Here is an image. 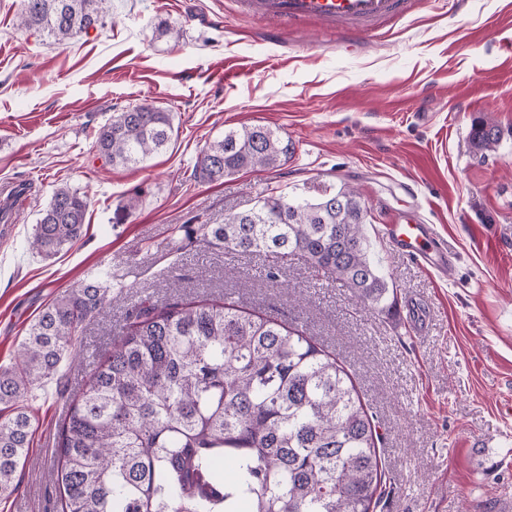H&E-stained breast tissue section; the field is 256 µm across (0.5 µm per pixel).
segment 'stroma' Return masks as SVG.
<instances>
[{
  "label": "stroma",
  "instance_id": "35a3bbf8",
  "mask_svg": "<svg viewBox=\"0 0 512 512\" xmlns=\"http://www.w3.org/2000/svg\"><path fill=\"white\" fill-rule=\"evenodd\" d=\"M19 10L0 0V188L27 189L0 231V367L13 366L38 313L91 272L110 270L121 297L86 325L83 364H62L25 395L29 460L0 512H56L53 452L69 397L130 307L166 302L175 278L184 298L277 315L335 350L380 425L384 512H512V0L459 11L416 0L362 42L312 21L268 41L267 23L237 0H112L114 23L59 47L18 29ZM145 99L174 116L168 149L103 166L96 128ZM477 120L502 131L482 157L468 142ZM250 125L277 129L293 155L221 184L195 175L206 144ZM63 184L86 195L87 229L44 259L29 241ZM342 184L370 209L386 311L357 304L300 256L183 242L184 225L222 223L270 193ZM405 219L433 226L445 271L393 247L385 227Z\"/></svg>",
  "mask_w": 512,
  "mask_h": 512
}]
</instances>
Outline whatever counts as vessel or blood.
<instances>
[{
    "instance_id": "obj_1",
    "label": "vessel or blood",
    "mask_w": 512,
    "mask_h": 512,
    "mask_svg": "<svg viewBox=\"0 0 512 512\" xmlns=\"http://www.w3.org/2000/svg\"><path fill=\"white\" fill-rule=\"evenodd\" d=\"M413 5L414 0H241L246 13L275 22L282 29L296 21L310 20L345 23L360 35L371 23L402 15ZM387 234L395 248L420 260L425 267H447L448 254L428 225L391 224Z\"/></svg>"
}]
</instances>
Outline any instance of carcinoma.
<instances>
[{
    "instance_id": "1",
    "label": "carcinoma",
    "mask_w": 512,
    "mask_h": 512,
    "mask_svg": "<svg viewBox=\"0 0 512 512\" xmlns=\"http://www.w3.org/2000/svg\"><path fill=\"white\" fill-rule=\"evenodd\" d=\"M111 0H22L20 25L65 46L105 24ZM173 115L144 101L94 135L109 166L164 150ZM500 128L477 121L470 147L496 149ZM293 147L264 125L224 131L195 174L223 183L281 165ZM87 198L63 185L40 212L29 247L43 258L84 232ZM369 211L342 185L314 197L279 193L198 232L230 255H300L363 304L389 288L365 233ZM111 275L67 289L28 325L18 363L0 367V501L29 456L32 419L19 399L83 358L79 329L112 301ZM381 436L344 364L273 315L224 299L132 307L112 351L68 407L54 449L61 512H375L387 482Z\"/></svg>"
}]
</instances>
